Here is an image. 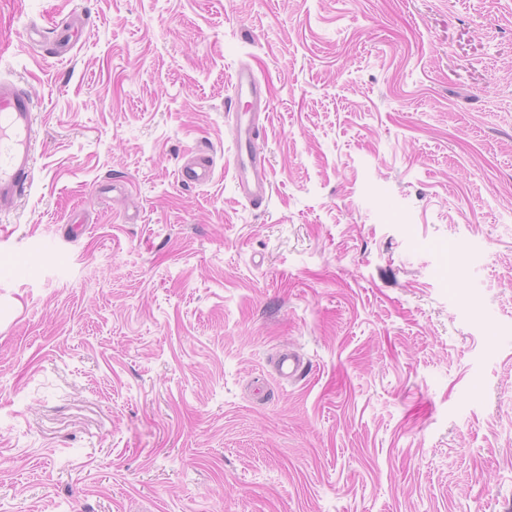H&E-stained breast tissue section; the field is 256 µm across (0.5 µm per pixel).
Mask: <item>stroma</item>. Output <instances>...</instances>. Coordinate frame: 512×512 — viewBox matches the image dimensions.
Segmentation results:
<instances>
[{"instance_id": "stroma-1", "label": "stroma", "mask_w": 512, "mask_h": 512, "mask_svg": "<svg viewBox=\"0 0 512 512\" xmlns=\"http://www.w3.org/2000/svg\"><path fill=\"white\" fill-rule=\"evenodd\" d=\"M1 79L0 512H506L512 0H0ZM233 87L237 96L242 97L247 93L251 98V105L260 99V86L248 69H240L233 78ZM34 108L27 92L0 81V215L13 210L31 182ZM259 128L253 122L243 124L241 119L235 130L233 168L235 187L239 195L252 205L261 206L271 188L270 174L254 150ZM212 174L213 168L207 161L186 163L178 168L177 179L187 186H201L210 181ZM306 364L295 351L286 350L277 359L276 371L280 378L289 381L298 379L305 371Z\"/></svg>"}]
</instances>
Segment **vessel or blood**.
Returning <instances> with one entry per match:
<instances>
[{"mask_svg":"<svg viewBox=\"0 0 512 512\" xmlns=\"http://www.w3.org/2000/svg\"><path fill=\"white\" fill-rule=\"evenodd\" d=\"M236 95H249L259 100L260 86L250 70L242 69L233 78ZM35 105L24 90L0 81V215L10 213L17 200L29 187L35 163ZM259 129L255 124H238L235 130L233 168L239 195L253 205H262L271 188L270 174L258 159L254 144ZM213 168L205 161L186 163L179 167L177 179L187 186H201L212 177ZM299 354L288 350L277 359L280 378L293 381L304 372Z\"/></svg>","mask_w":512,"mask_h":512,"instance_id":"b4317fda","label":"vessel or blood"}]
</instances>
